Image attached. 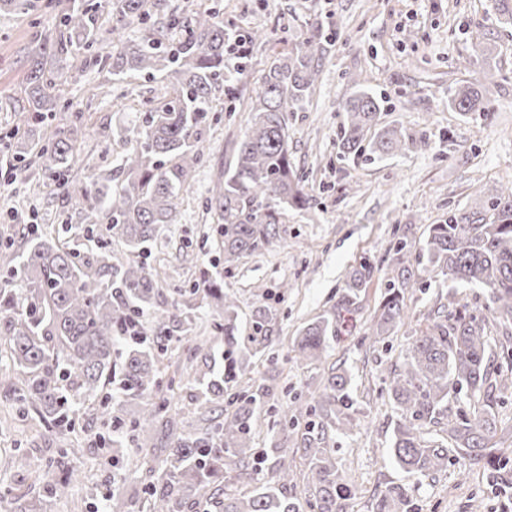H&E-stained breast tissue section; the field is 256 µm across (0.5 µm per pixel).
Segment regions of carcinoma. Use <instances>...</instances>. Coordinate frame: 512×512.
<instances>
[{
  "mask_svg": "<svg viewBox=\"0 0 512 512\" xmlns=\"http://www.w3.org/2000/svg\"><path fill=\"white\" fill-rule=\"evenodd\" d=\"M110 15L102 29L100 17ZM496 22L512 27L509 0H494ZM132 25L143 27L138 39L126 36ZM62 32L54 56L60 62L89 51L101 33L112 36L105 57L115 76L145 72L161 76L170 92L145 112L142 122L122 131L125 152L112 168L120 187L95 196L107 214L105 233L95 249L82 253L61 241L50 225H24L21 242L0 241V267L9 266L15 287L0 288V380L11 388L23 411H34L51 428L75 430L70 413H100L108 436H100L114 452L132 442L144 426L159 423L171 435L170 453L150 469L144 488L145 512H347L356 495L335 458L336 436L350 431L347 413L351 379L331 371L324 388L294 397L279 409L268 404L270 388L252 384L236 391L243 375L244 354L271 346L274 317L261 305L252 312V332L240 335L236 301L224 287L203 276L188 288L172 289L169 300L144 254L161 228L173 222L179 193L201 161L198 146L209 119L212 92L224 85L234 94L235 75L251 65L247 54L230 64L228 49L236 35L213 11H199L193 25L177 14L158 23L149 0H67L60 15ZM180 32L179 43L166 46L164 33ZM333 39L315 22L285 56L261 75L251 107L252 125L241 141L233 168L209 189L207 210L216 221L224 252V268L260 250L277 234L275 206L304 208L313 198L288 153V113L302 112L310 102ZM43 48L32 56L27 80L29 108L10 133L16 141L12 161H27L24 128L44 123L58 111V85L53 68L42 61ZM494 75L466 80L448 92V108L462 116L489 111L488 93ZM346 120L338 143L348 157L363 150L373 159L394 156L410 147H426L396 125H381L379 100L360 88L345 101ZM80 127L55 130L36 152L42 174L62 193L88 195L73 187L67 173L91 166L82 153ZM387 273V291L369 327L372 336H388L407 317L405 293L418 283L442 277L453 285H479L489 305L472 310L450 291L430 317L426 330L412 336L404 360L389 372L388 396L399 413L391 441V457L410 475L430 477L448 462L467 458L489 471L499 491H512V459L498 447L497 406L512 392V344L491 348L492 322L512 325V186L495 188L479 212H450L448 221L432 224L420 246L402 237ZM374 264L365 259L354 268L337 301L302 328L293 342L294 358L310 365L323 363L344 315L355 310L360 293L372 278ZM220 318L212 330L224 335L223 367L204 364L194 382L198 407L211 409L224 401L233 410L222 422L194 432L178 430L172 409L174 392L163 387L161 370L168 352L192 344L198 313ZM143 320L148 346L131 347L121 336L125 322ZM230 399H224V396ZM278 429L270 446L255 439L262 418ZM307 462L301 496L286 494L293 470L288 448ZM274 461L271 477L249 468L250 462ZM67 478L48 480L30 502L0 491L3 512H50L71 481L80 476L74 450L64 449L57 461ZM246 475L256 482L251 491H233L226 482ZM409 496L391 487L377 503V512H408Z\"/></svg>",
  "mask_w": 512,
  "mask_h": 512,
  "instance_id": "carcinoma-1",
  "label": "carcinoma"
}]
</instances>
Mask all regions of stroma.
I'll list each match as a JSON object with an SVG mask.
<instances>
[{"label":"stroma","instance_id":"1","mask_svg":"<svg viewBox=\"0 0 512 512\" xmlns=\"http://www.w3.org/2000/svg\"><path fill=\"white\" fill-rule=\"evenodd\" d=\"M155 17L178 13L193 23L197 11H220L226 26L245 32L265 28L268 38L252 48L254 68L236 85L234 97L223 89L213 94L212 114L202 132L205 154L181 192L176 221L150 245L149 264L162 287L193 283L200 275L223 282L238 305L241 325L252 310L268 304L274 315L273 360L257 363L253 378L270 388L269 402L282 407L294 396L318 388L332 368L353 378V428L338 438L336 462L357 491L348 512H373L378 494L389 486L409 491L415 512H504L502 497L482 468L462 459L449 463L431 479L400 470L389 447L397 414L387 394V376L401 363L414 330L425 328L429 313L447 288L442 281L407 293L410 323L377 339L367 331L386 288V272L396 240L419 242L429 225L443 223L449 212L482 210L487 189L512 182V28L498 27L491 0H150ZM334 38L317 91L306 111L288 115V152L317 204L277 210L279 233L261 250L241 258L232 273L224 271V253L205 208L208 190L232 167L237 148L250 125V108L259 88L260 71L287 53L310 23ZM494 32L499 54L486 63L471 30ZM58 32V10L48 0H30L27 10L0 12V132L8 131L27 105L24 91L30 56L36 45H52ZM499 71L491 89L488 115L467 117L448 107V88L481 76L487 66ZM61 112L34 128L29 140L44 142L71 113L83 115L81 136L93 151V163L72 169L75 184L104 190V179L124 150L116 127L141 120L152 101L167 87L144 77L113 79L100 62L75 60L58 71ZM364 87L382 105L383 123H397L406 133L426 136L429 145L395 157L369 160L341 157L340 129L346 99ZM8 148L0 149V236L18 230L16 212L29 224L66 227L70 245L83 246L84 229L103 216L82 198L66 199L44 184L39 167L13 170ZM376 266L362 291L351 331L333 341L323 364L297 363L292 340L311 319L332 306L347 274L362 259ZM288 282L286 297L279 285ZM76 430L48 428L36 416L20 421L18 406L0 386V457L21 450L28 471L0 469V489L35 496L45 479H62L47 471L48 460L79 438L81 481L69 497L54 501L51 512H112L103 495L119 483L124 512H140L148 469L168 453L161 428L141 432L137 447L111 459L100 449L101 419L77 412Z\"/></svg>","mask_w":512,"mask_h":512}]
</instances>
